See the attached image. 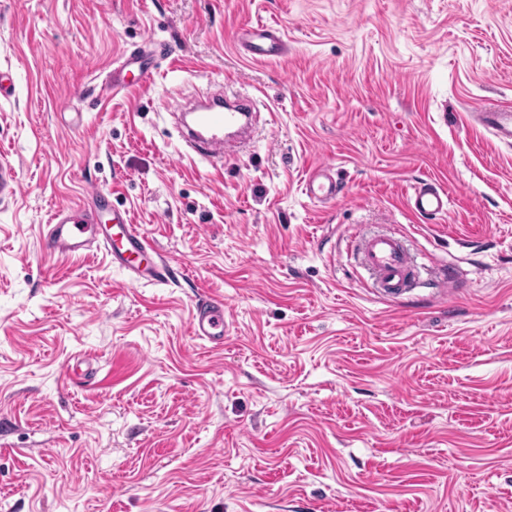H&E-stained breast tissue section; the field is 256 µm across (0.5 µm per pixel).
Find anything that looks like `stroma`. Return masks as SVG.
Wrapping results in <instances>:
<instances>
[{"instance_id":"1","label":"stroma","mask_w":512,"mask_h":512,"mask_svg":"<svg viewBox=\"0 0 512 512\" xmlns=\"http://www.w3.org/2000/svg\"><path fill=\"white\" fill-rule=\"evenodd\" d=\"M257 22L286 54L245 57ZM148 40L154 82L100 96ZM0 71V512H512V144L471 117L512 104V0H0ZM219 89L257 144L215 169L165 104ZM324 164L346 195L317 206ZM426 180L447 215L410 210ZM95 187L169 283L45 250ZM381 231L422 287L364 285ZM191 334L212 344L224 347V300L205 294L195 303L190 322Z\"/></svg>"}]
</instances>
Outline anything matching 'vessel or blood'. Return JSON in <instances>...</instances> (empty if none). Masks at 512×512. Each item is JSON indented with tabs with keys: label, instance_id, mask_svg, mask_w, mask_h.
I'll list each match as a JSON object with an SVG mask.
<instances>
[{
	"label": "vessel or blood",
	"instance_id": "b4317fda",
	"mask_svg": "<svg viewBox=\"0 0 512 512\" xmlns=\"http://www.w3.org/2000/svg\"><path fill=\"white\" fill-rule=\"evenodd\" d=\"M284 45L282 35L266 25L248 27L240 37L241 49L255 60L278 55ZM152 54L146 44L133 49L102 83L101 93L110 95L124 89L125 75L131 71L137 72L140 83L149 82L153 74L149 64ZM252 107V98L240 93L234 94L229 103L219 99L201 103L195 109L198 131L187 139L188 149L214 167L250 150ZM480 117L484 127L499 141L512 142L511 108H484ZM304 193L310 201L333 203L345 196L346 187L336 177L332 166L324 165L307 176ZM105 199V193L96 190L91 202L56 206L45 226L46 250L61 257H72L95 245L107 253L114 266L127 272L130 287L145 282L166 283L170 261L157 251L138 225L132 224L128 213L113 212L111 225L98 223L97 214ZM448 202L447 191L429 182L414 185L409 196L411 209L424 217L447 214ZM356 251L374 287L396 293L412 286L416 259L399 237L391 234L365 237L358 240ZM190 332L195 338L211 343L213 348H223V300L208 294L201 296L194 306Z\"/></svg>",
	"mask_w": 512,
	"mask_h": 512
}]
</instances>
